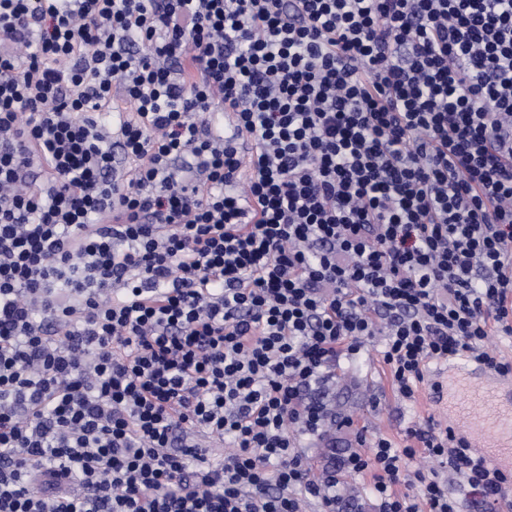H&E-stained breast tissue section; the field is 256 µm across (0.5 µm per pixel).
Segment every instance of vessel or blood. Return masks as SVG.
<instances>
[{"label": "vessel or blood", "mask_w": 512, "mask_h": 512, "mask_svg": "<svg viewBox=\"0 0 512 512\" xmlns=\"http://www.w3.org/2000/svg\"><path fill=\"white\" fill-rule=\"evenodd\" d=\"M448 372L463 373L469 381V394L451 406L468 422L466 444L482 453L493 451L500 468L512 469V378L465 361L449 363Z\"/></svg>", "instance_id": "vessel-or-blood-1"}]
</instances>
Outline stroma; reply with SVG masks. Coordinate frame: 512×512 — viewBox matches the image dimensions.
Instances as JSON below:
<instances>
[{
  "label": "stroma",
  "mask_w": 512,
  "mask_h": 512,
  "mask_svg": "<svg viewBox=\"0 0 512 512\" xmlns=\"http://www.w3.org/2000/svg\"><path fill=\"white\" fill-rule=\"evenodd\" d=\"M317 396L334 421L325 438L308 450L318 470L331 466L335 459L355 448V428L381 432L398 441L406 428L423 418L431 416L438 421L448 418L446 409L429 405L426 393H419L413 403L396 397L390 377L372 348L346 360ZM348 417L353 418L354 428L343 427L342 422Z\"/></svg>",
  "instance_id": "1"
}]
</instances>
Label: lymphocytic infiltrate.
Here are the masks:
<instances>
[{
  "mask_svg": "<svg viewBox=\"0 0 512 512\" xmlns=\"http://www.w3.org/2000/svg\"><path fill=\"white\" fill-rule=\"evenodd\" d=\"M511 335L512 0H0V512H500L434 418L306 444ZM380 341L374 339L367 352L346 360L315 393L325 404L330 418L336 420V425L325 438L308 448L311 462L318 472L357 447L354 432L340 426L347 417L353 418L358 428L364 427L367 436L382 432L397 443L401 442L406 428L430 415L437 421H447L448 427L451 425L448 410L429 405V385L422 387L414 403L394 395L389 374L383 369L376 352ZM369 482L358 477H343L339 485V492L345 502L352 505L349 512H375L374 500L369 495ZM360 509V510H359Z\"/></svg>",
  "mask_w": 512,
  "mask_h": 512,
  "instance_id": "f902f5d3",
  "label": "lymphocytic infiltrate"
}]
</instances>
